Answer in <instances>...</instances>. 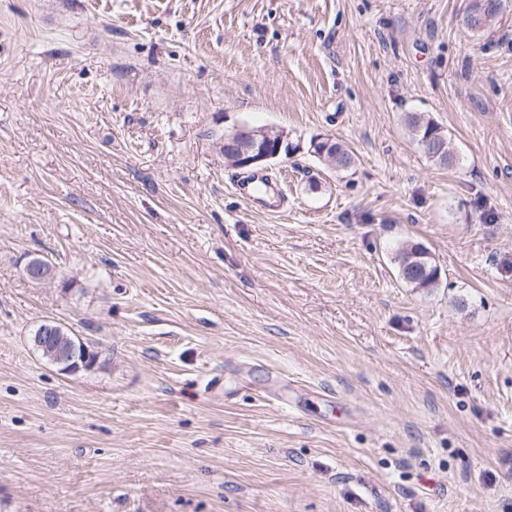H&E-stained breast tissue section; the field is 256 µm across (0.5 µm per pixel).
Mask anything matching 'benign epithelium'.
Here are the masks:
<instances>
[{
	"label": "benign epithelium",
	"mask_w": 512,
	"mask_h": 512,
	"mask_svg": "<svg viewBox=\"0 0 512 512\" xmlns=\"http://www.w3.org/2000/svg\"><path fill=\"white\" fill-rule=\"evenodd\" d=\"M288 133L275 127L236 126L224 132L219 147L224 159L240 168L265 165L288 155ZM99 354L83 344L54 354L55 367L63 374L76 375L89 371L97 364Z\"/></svg>",
	"instance_id": "7a95c632"
}]
</instances>
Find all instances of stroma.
Segmentation results:
<instances>
[{
	"label": "stroma",
	"instance_id": "1",
	"mask_svg": "<svg viewBox=\"0 0 512 512\" xmlns=\"http://www.w3.org/2000/svg\"><path fill=\"white\" fill-rule=\"evenodd\" d=\"M467 3L0 0V512H512V0ZM244 124L297 146L280 207ZM502 2V0H470L462 15V24L477 35L490 31L502 11L499 7ZM485 4L487 7L483 9ZM405 123L418 148L423 146L426 155L442 166H453L456 163L454 153L448 147V135L444 128L435 120L419 112H409L405 115ZM436 140L442 150L431 151L429 142ZM224 159L239 168L265 165L288 156V133L276 127L240 125L224 132L219 140ZM425 254L429 255V257L422 259L416 256ZM393 260L398 264L399 274L404 282L411 285L412 287L433 288L438 281V268L430 257L427 248L421 244L414 243L402 245L396 250ZM420 262H422L426 268H421L422 270L418 276L407 279L404 267L408 268L414 265H420ZM78 339L81 342L79 349L72 346L54 354L55 367L63 374L76 375L91 370L97 364L99 354L85 345L80 338Z\"/></svg>",
	"mask_w": 512,
	"mask_h": 512
}]
</instances>
